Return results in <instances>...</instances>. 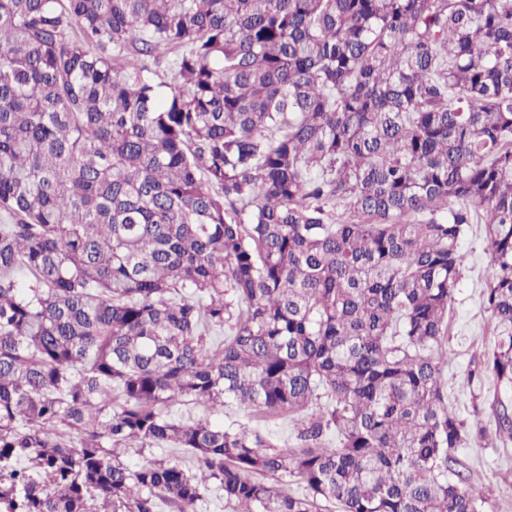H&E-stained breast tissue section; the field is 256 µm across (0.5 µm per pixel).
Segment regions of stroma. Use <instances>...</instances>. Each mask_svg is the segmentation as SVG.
<instances>
[{"label": "stroma", "instance_id": "35a3bbf8", "mask_svg": "<svg viewBox=\"0 0 512 512\" xmlns=\"http://www.w3.org/2000/svg\"><path fill=\"white\" fill-rule=\"evenodd\" d=\"M462 251L464 267L448 321V353L452 358L445 376L448 405L466 423H479L484 435L472 437L467 445L455 449L453 456L471 482L483 488V512H512V442L499 439L496 419V400L504 392L493 375H485L479 382L468 376L471 362L493 345L491 321L482 297L491 273L482 225H473L462 242ZM171 413L183 421L208 417L224 425L245 424L271 432L282 441H294L297 434L291 416L261 417L235 404L213 414L203 405L187 402L172 407Z\"/></svg>", "mask_w": 512, "mask_h": 512}]
</instances>
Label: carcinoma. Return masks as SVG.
Returning <instances> with one entry per match:
<instances>
[{"instance_id": "cac0c4a2", "label": "carcinoma", "mask_w": 512, "mask_h": 512, "mask_svg": "<svg viewBox=\"0 0 512 512\" xmlns=\"http://www.w3.org/2000/svg\"><path fill=\"white\" fill-rule=\"evenodd\" d=\"M0 212V512H196L212 479L233 512H482L444 377L481 224L470 377L512 390V0H0ZM154 445L197 471L120 458ZM171 414L183 421L209 418L214 422L224 425L232 423L247 424L250 427H256L271 432L277 439L288 441V445H294L297 429L293 418L288 415L261 417L250 414L236 404L224 406V410L218 413H211L201 404L186 402L172 407Z\"/></svg>"}]
</instances>
